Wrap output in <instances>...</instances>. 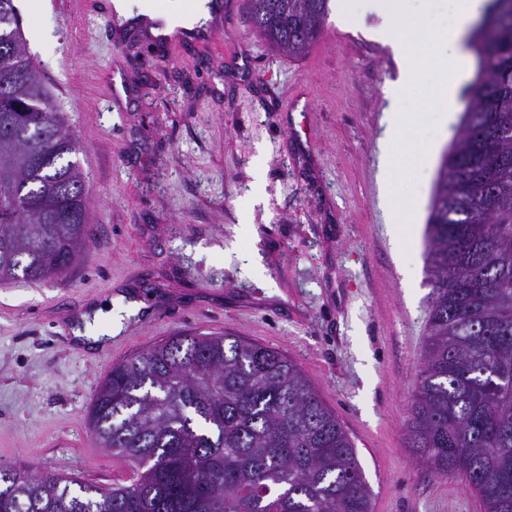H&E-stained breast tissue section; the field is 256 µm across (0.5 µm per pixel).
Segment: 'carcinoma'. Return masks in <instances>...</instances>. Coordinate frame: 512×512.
Wrapping results in <instances>:
<instances>
[{"mask_svg":"<svg viewBox=\"0 0 512 512\" xmlns=\"http://www.w3.org/2000/svg\"><path fill=\"white\" fill-rule=\"evenodd\" d=\"M331 0H245L268 46L304 55ZM0 283L49 281L88 239L79 145L0 0ZM469 48L475 101L427 224L429 333L408 444L512 512V0H489ZM88 425L127 484L0 467V512H372L355 446L298 365L243 336L175 335L112 367Z\"/></svg>","mask_w":512,"mask_h":512,"instance_id":"obj_1","label":"carcinoma"}]
</instances>
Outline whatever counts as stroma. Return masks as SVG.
Returning a JSON list of instances; mask_svg holds the SVG:
<instances>
[{
    "label": "stroma",
    "mask_w": 512,
    "mask_h": 512,
    "mask_svg": "<svg viewBox=\"0 0 512 512\" xmlns=\"http://www.w3.org/2000/svg\"><path fill=\"white\" fill-rule=\"evenodd\" d=\"M109 0H14L26 48L67 115L90 198L88 246L52 282L0 284V467L108 486L128 465L88 425L113 365L184 333L244 336L294 360L355 444L372 512H482L466 481L408 447L431 286L434 184L418 160L447 104L415 38L412 0L393 25L329 19L293 59L252 30L241 0L209 36L155 47L105 26ZM413 60L414 73L400 70ZM123 80L120 96L112 77ZM409 118L389 215L378 180L385 88ZM312 109L294 112L291 95ZM414 225L394 239L391 221ZM413 263L407 278L405 263ZM143 310L101 347L70 327L93 307Z\"/></svg>",
    "instance_id": "35a3bbf8"
}]
</instances>
